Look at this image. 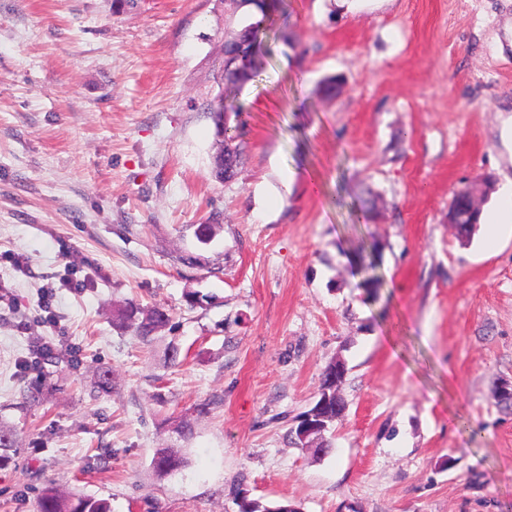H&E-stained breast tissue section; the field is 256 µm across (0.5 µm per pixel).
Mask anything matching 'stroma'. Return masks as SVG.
Listing matches in <instances>:
<instances>
[{
    "instance_id": "stroma-1",
    "label": "stroma",
    "mask_w": 512,
    "mask_h": 512,
    "mask_svg": "<svg viewBox=\"0 0 512 512\" xmlns=\"http://www.w3.org/2000/svg\"><path fill=\"white\" fill-rule=\"evenodd\" d=\"M247 24L261 67L221 183L209 103ZM509 179L512 0H0V418L22 441L0 512L50 482L112 512H239L240 487L299 512H512V234L487 236ZM130 301L168 328H113ZM36 341L72 361L19 373ZM335 359L346 408L316 457L290 429ZM170 446L188 465L157 479ZM229 126L226 130H224L225 139H224V172L223 169L215 167L212 170L213 177L220 181V182H226L234 178V176L237 175L238 169L240 167V164L242 162V149L238 143H236L235 138L232 135H229ZM225 155L230 160V163L225 167ZM229 168H232V171L230 175L226 176L228 173ZM224 174V178H223ZM448 219L456 224L458 233L466 235L479 220V209L474 207L470 195L466 191L457 193L448 213Z\"/></svg>"
}]
</instances>
